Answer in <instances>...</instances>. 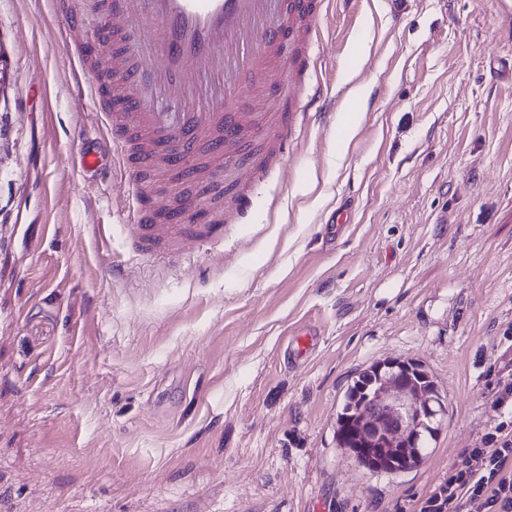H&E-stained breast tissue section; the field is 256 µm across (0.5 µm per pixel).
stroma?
<instances>
[{
    "label": "stroma",
    "mask_w": 512,
    "mask_h": 512,
    "mask_svg": "<svg viewBox=\"0 0 512 512\" xmlns=\"http://www.w3.org/2000/svg\"><path fill=\"white\" fill-rule=\"evenodd\" d=\"M52 2L0 0V512H419L512 380V14L320 0L285 47L312 56L326 119L283 139L287 88L242 99L254 133L179 188L217 232L143 250L122 166L76 164L108 130ZM246 154L264 169L244 184ZM390 359L446 408L396 474L336 441L348 389Z\"/></svg>",
    "instance_id": "stroma-1"
}]
</instances>
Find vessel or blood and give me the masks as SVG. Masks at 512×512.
<instances>
[{
  "instance_id": "b4317fda",
  "label": "vessel or blood",
  "mask_w": 512,
  "mask_h": 512,
  "mask_svg": "<svg viewBox=\"0 0 512 512\" xmlns=\"http://www.w3.org/2000/svg\"><path fill=\"white\" fill-rule=\"evenodd\" d=\"M283 0H118L101 35L122 37L112 66L128 93L132 135L112 141L133 178L208 177L244 136L240 99L259 80L286 72L296 88L299 59L279 53L286 36ZM160 206H134L139 242L187 236L185 224H155Z\"/></svg>"
}]
</instances>
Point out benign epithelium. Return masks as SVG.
I'll return each mask as SVG.
<instances>
[{
    "mask_svg": "<svg viewBox=\"0 0 512 512\" xmlns=\"http://www.w3.org/2000/svg\"><path fill=\"white\" fill-rule=\"evenodd\" d=\"M379 384L360 407L355 435H361L348 452L371 471H380L379 460L412 461L421 455L420 428L437 432L445 406L430 375L413 360H389L375 366Z\"/></svg>",
    "mask_w": 512,
    "mask_h": 512,
    "instance_id": "7a95c632",
    "label": "benign epithelium"
}]
</instances>
